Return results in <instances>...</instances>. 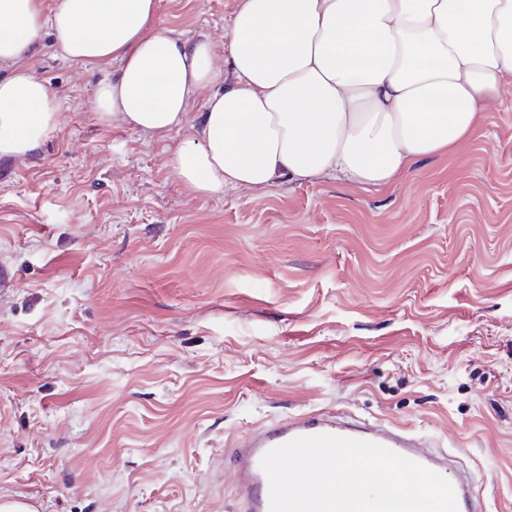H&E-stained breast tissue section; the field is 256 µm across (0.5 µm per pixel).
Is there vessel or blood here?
Returning <instances> with one entry per match:
<instances>
[{
  "label": "vessel or blood",
  "mask_w": 512,
  "mask_h": 512,
  "mask_svg": "<svg viewBox=\"0 0 512 512\" xmlns=\"http://www.w3.org/2000/svg\"><path fill=\"white\" fill-rule=\"evenodd\" d=\"M331 434L363 440L398 450L433 471H441L445 461L425 450L411 437L386 428L360 426L334 419L319 411L271 423L260 431L239 439L235 445L237 494L243 512H269V482L260 466L263 455L292 439Z\"/></svg>",
  "instance_id": "vessel-or-blood-1"
}]
</instances>
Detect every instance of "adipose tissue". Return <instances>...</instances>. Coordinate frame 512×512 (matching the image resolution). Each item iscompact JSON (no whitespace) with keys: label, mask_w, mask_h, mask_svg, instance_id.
<instances>
[{"label":"adipose tissue","mask_w":512,"mask_h":512,"mask_svg":"<svg viewBox=\"0 0 512 512\" xmlns=\"http://www.w3.org/2000/svg\"><path fill=\"white\" fill-rule=\"evenodd\" d=\"M155 0H0V59L50 30L77 65L116 61L91 108L163 135L209 90L198 129L168 165L193 191L268 187L333 173L386 185L418 157L459 146L486 103L512 86V0H239L225 36L233 84L208 43L142 31ZM46 85L0 78V157L24 156L56 129Z\"/></svg>","instance_id":"1"}]
</instances>
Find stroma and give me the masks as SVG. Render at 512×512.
Returning a JSON list of instances; mask_svg holds the SVG:
<instances>
[{
  "instance_id": "stroma-1",
  "label": "stroma",
  "mask_w": 512,
  "mask_h": 512,
  "mask_svg": "<svg viewBox=\"0 0 512 512\" xmlns=\"http://www.w3.org/2000/svg\"><path fill=\"white\" fill-rule=\"evenodd\" d=\"M145 34L209 43L238 0H155ZM60 122L0 157V493L40 512H240L229 450L344 411L432 437L512 512V88L455 150L385 187L333 174L215 197L188 136L100 122L114 62L43 31Z\"/></svg>"
}]
</instances>
